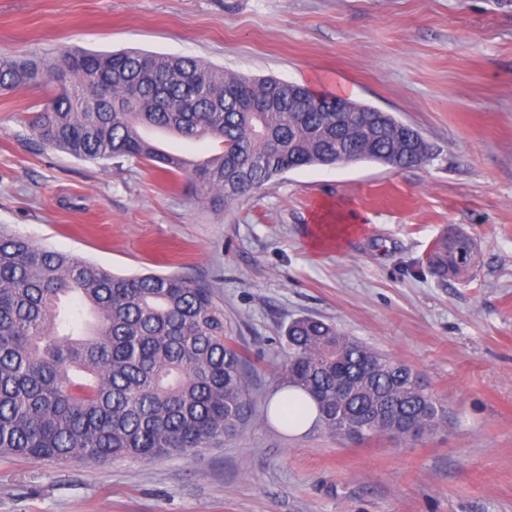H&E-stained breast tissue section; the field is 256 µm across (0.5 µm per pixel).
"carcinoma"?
<instances>
[{"label":"carcinoma","mask_w":512,"mask_h":512,"mask_svg":"<svg viewBox=\"0 0 512 512\" xmlns=\"http://www.w3.org/2000/svg\"><path fill=\"white\" fill-rule=\"evenodd\" d=\"M39 88L28 124L76 158L143 162L231 205L284 173L336 159L396 169L436 158L418 130L388 112L336 111L337 97L277 78H246L202 60L64 46L49 58L0 57V89ZM144 127L219 152L190 164ZM459 231L425 253L439 280L476 265ZM288 387L315 402L338 437L419 441L448 408L408 365L313 317L285 331ZM246 358L213 288L176 273L118 276L83 258L0 234V456L99 463L189 457L234 436L249 416Z\"/></svg>","instance_id":"1"}]
</instances>
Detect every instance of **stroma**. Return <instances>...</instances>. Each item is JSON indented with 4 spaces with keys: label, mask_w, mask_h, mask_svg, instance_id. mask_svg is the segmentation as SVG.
Returning <instances> with one entry per match:
<instances>
[{
    "label": "stroma",
    "mask_w": 512,
    "mask_h": 512,
    "mask_svg": "<svg viewBox=\"0 0 512 512\" xmlns=\"http://www.w3.org/2000/svg\"><path fill=\"white\" fill-rule=\"evenodd\" d=\"M63 45L342 83L438 156L295 169L215 209L186 177L42 144V94L0 90V232L212 285L253 408L190 459L0 456V512H512V0H0V57ZM451 228L480 264L443 284L425 250ZM305 316L414 368L447 426L405 443L274 425L283 333Z\"/></svg>",
    "instance_id": "stroma-1"
}]
</instances>
